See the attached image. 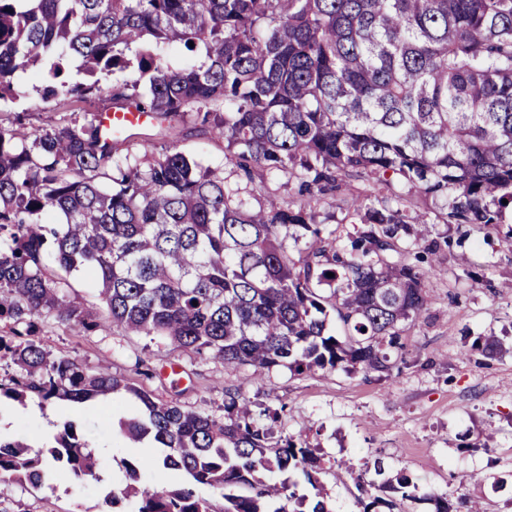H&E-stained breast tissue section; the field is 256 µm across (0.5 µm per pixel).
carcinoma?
<instances>
[{
    "label": "carcinoma",
    "instance_id": "cac0c4a2",
    "mask_svg": "<svg viewBox=\"0 0 512 512\" xmlns=\"http://www.w3.org/2000/svg\"><path fill=\"white\" fill-rule=\"evenodd\" d=\"M137 72L110 90L158 124L189 119L226 142L225 163L280 172L311 197L363 178L398 193L348 208L350 248L336 250L307 205L270 198L248 209L224 178L172 147L142 164L125 154L135 134L102 132L98 115L29 129L18 112L0 125V360L14 375L0 398L84 403L130 394L121 422L133 441L166 449L177 486L138 487L145 461L107 505L134 512H215L198 487L224 496V512H331L317 449L268 443L252 404L229 398L224 417L162 403L108 372L89 374L32 339L38 324L160 336L258 370L327 367L388 371L407 327L429 299L410 248L434 253L426 214L410 197L441 201L446 223L488 226L512 206V0H0V103L19 96V73L52 63L42 99L101 97L95 76ZM203 47L206 61L173 68L162 51ZM81 60L89 82L66 71ZM108 184L98 181L104 169ZM508 204H503L502 200ZM305 241L297 254L289 242ZM100 284L101 306L71 299L69 278ZM344 339L328 332V311ZM53 461L95 475L75 425L34 450L0 439V481L38 486ZM300 470L314 494L264 471ZM383 487L416 495L399 473Z\"/></svg>",
    "mask_w": 512,
    "mask_h": 512
}]
</instances>
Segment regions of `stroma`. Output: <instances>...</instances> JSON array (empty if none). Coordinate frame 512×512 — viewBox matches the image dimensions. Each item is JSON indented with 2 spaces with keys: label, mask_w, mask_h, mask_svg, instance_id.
Listing matches in <instances>:
<instances>
[{
  "label": "stroma",
  "mask_w": 512,
  "mask_h": 512,
  "mask_svg": "<svg viewBox=\"0 0 512 512\" xmlns=\"http://www.w3.org/2000/svg\"><path fill=\"white\" fill-rule=\"evenodd\" d=\"M21 98L0 105V124L24 113L33 128L65 123L71 112L59 101L42 100V84L32 74L18 75ZM133 153L157 157L176 147L205 166L223 170L248 206L267 196L298 201L296 183L254 168L244 174L225 165L224 144L173 120L170 135L159 139L149 125L137 129ZM378 191L351 179L334 196L314 202L324 230L335 231L337 246L348 243L352 227L347 205L352 198L373 202ZM410 207L427 212L440 247L430 260L439 276L425 278L430 297L424 320L407 328L402 361L388 371L324 369L298 374L284 367L258 371L236 367L207 355L180 351L162 339L69 328L54 321L39 324L36 341L51 356L73 359L89 373L107 371L142 387L153 397L186 410L223 415L230 395L279 414L278 439L293 437L319 448L324 486L332 512H358L365 495L357 477L375 467L386 476L405 472L435 497L446 498L453 512H464L469 498L481 499L485 512H512V207L499 223L478 229L445 221L442 203L418 197ZM501 342L488 356L480 345ZM36 398L0 401V436L40 447L63 423L73 422L90 440L98 458L95 476L78 480L53 467L34 487L0 482V512H106L110 492L127 484L126 465L136 461L134 441L120 427L136 408L127 396H106L84 404ZM470 474L459 483L458 473Z\"/></svg>",
  "instance_id": "obj_1"
}]
</instances>
